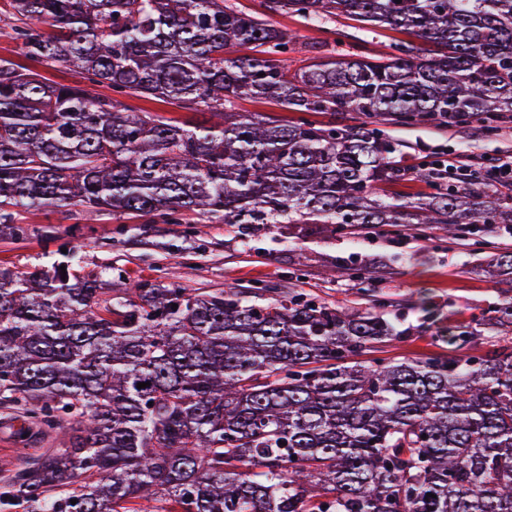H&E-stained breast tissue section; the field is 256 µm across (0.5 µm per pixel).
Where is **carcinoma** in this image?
<instances>
[{
    "mask_svg": "<svg viewBox=\"0 0 512 512\" xmlns=\"http://www.w3.org/2000/svg\"><path fill=\"white\" fill-rule=\"evenodd\" d=\"M266 12L343 15L412 32L377 58L314 59L294 34L225 0H9L25 55L81 76L49 81L0 59V227L20 211L186 212L253 232L272 224H443L470 236L512 224V196L473 176L383 195L402 179L384 123H493L512 112V0H263ZM107 87L112 94L96 91ZM136 96L193 126L133 112ZM357 112L356 126L239 112ZM484 272L512 279V251ZM77 255L30 273L0 265V408L66 447L4 481L23 512H512V303L464 343L466 360L356 357L401 335L381 314L293 288L252 298L155 283L108 288ZM178 308H172V305ZM140 382L149 383L137 388ZM76 504H71V500ZM124 102L127 107L134 112H138L140 110L170 112L169 114L165 115L168 117H173L180 122L200 123L208 117V115L201 112H189L182 109L172 108L166 104L159 103L147 98L129 96L124 98Z\"/></svg>",
    "mask_w": 512,
    "mask_h": 512,
    "instance_id": "cac0c4a2",
    "label": "carcinoma"
}]
</instances>
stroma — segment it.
Returning a JSON list of instances; mask_svg holds the SVG:
<instances>
[{"label":"stroma","instance_id":"1","mask_svg":"<svg viewBox=\"0 0 512 512\" xmlns=\"http://www.w3.org/2000/svg\"><path fill=\"white\" fill-rule=\"evenodd\" d=\"M271 23L295 38L287 54L297 70L315 57L347 50L374 56L413 34L361 26L342 15L320 22L291 14L271 16ZM387 135L403 163L459 154L473 162L512 156V121L486 133L477 124L447 125L422 121L390 125ZM22 237L0 236V262L30 272L78 248L85 271L122 275L127 283L152 281L186 290L229 288L251 293L260 288H293L305 298L360 312L385 311L400 335L382 346L378 357L390 359L465 358L475 350L449 342V325H467L488 310L512 300V281L489 278L483 255L468 239H451L439 227L421 224L350 227L327 232L321 224H275L252 233L239 225L199 220L185 214L179 224H151L135 215L103 213L84 220L79 206L24 213ZM345 261L340 277L328 270ZM372 276L361 284L356 269Z\"/></svg>","mask_w":512,"mask_h":512}]
</instances>
